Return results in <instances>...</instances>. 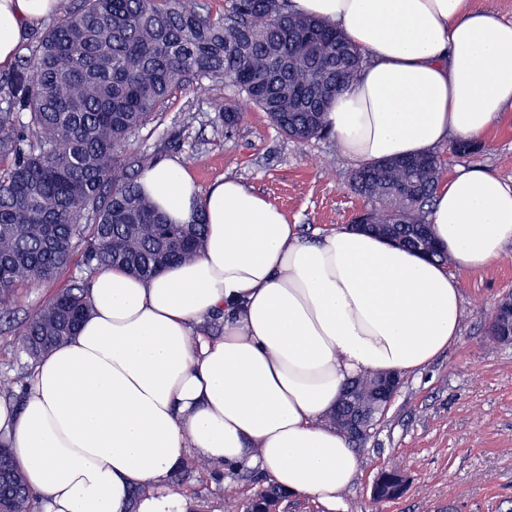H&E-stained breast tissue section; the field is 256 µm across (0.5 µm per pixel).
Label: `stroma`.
Masks as SVG:
<instances>
[{
    "mask_svg": "<svg viewBox=\"0 0 512 512\" xmlns=\"http://www.w3.org/2000/svg\"><path fill=\"white\" fill-rule=\"evenodd\" d=\"M219 106L237 111L233 128L214 130ZM174 131L182 134L176 158L186 161L201 189L220 177H233L280 208L308 237L350 224L364 206L348 187L353 167L333 136L293 141L225 83L206 80L173 97L132 146L149 149ZM437 152L446 171L479 165L512 185V108L483 138L472 141L469 152L455 154L449 142ZM85 275L76 258L56 280L18 289L11 302L14 321H0V377L19 380L29 371L17 320ZM457 277L463 313L456 340L424 370L403 376L392 402L357 449L361 471L336 512H512V344L495 342L489 334L496 305L512 294V245L497 261ZM391 467L406 475V489L399 497L374 501L373 486L381 471ZM255 489L239 481L228 492L211 476L192 499L198 510L244 512Z\"/></svg>",
    "mask_w": 512,
    "mask_h": 512,
    "instance_id": "35a3bbf8",
    "label": "stroma"
}]
</instances>
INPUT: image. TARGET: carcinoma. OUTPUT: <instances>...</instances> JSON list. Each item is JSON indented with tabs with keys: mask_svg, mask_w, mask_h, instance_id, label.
I'll return each instance as SVG.
<instances>
[{
	"mask_svg": "<svg viewBox=\"0 0 512 512\" xmlns=\"http://www.w3.org/2000/svg\"><path fill=\"white\" fill-rule=\"evenodd\" d=\"M365 58L333 24L299 15L291 0H227L214 17L205 0H80L21 47L0 75V313L24 283L53 280L82 251L88 275L119 266L151 278L192 258L206 222L171 224L139 179L181 134L133 150L130 139L179 92L203 80L229 84L296 141L328 134L331 98ZM29 122H23V113ZM443 171L436 153L356 170L365 229L430 259L448 262L426 222ZM90 281L74 280L22 322L32 361L74 334L92 310ZM512 344V322L489 329ZM374 377L349 390L371 401ZM398 469L378 477L375 500L400 496ZM289 497L269 487L244 505L269 512ZM24 474L0 480V512H33Z\"/></svg>",
	"mask_w": 512,
	"mask_h": 512,
	"instance_id": "carcinoma-1",
	"label": "carcinoma"
}]
</instances>
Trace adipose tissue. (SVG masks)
Returning <instances> with one entry per match:
<instances>
[{
  "label": "adipose tissue",
  "mask_w": 512,
  "mask_h": 512,
  "mask_svg": "<svg viewBox=\"0 0 512 512\" xmlns=\"http://www.w3.org/2000/svg\"><path fill=\"white\" fill-rule=\"evenodd\" d=\"M60 0H0V66ZM336 24L368 60L326 123L356 167L474 140L512 107V23L472 0H292ZM171 223L207 216L202 251L149 278L100 271L92 314L39 358L0 441L40 512H188L172 476L188 459L222 475L260 469L334 512L361 461L328 421L344 384L419 371L458 336L457 272L512 244V186L458 167L428 222L451 266L339 226L309 238L224 177L200 190L177 161L140 178ZM223 336L203 334L205 319Z\"/></svg>",
  "instance_id": "adipose-tissue-1"
}]
</instances>
